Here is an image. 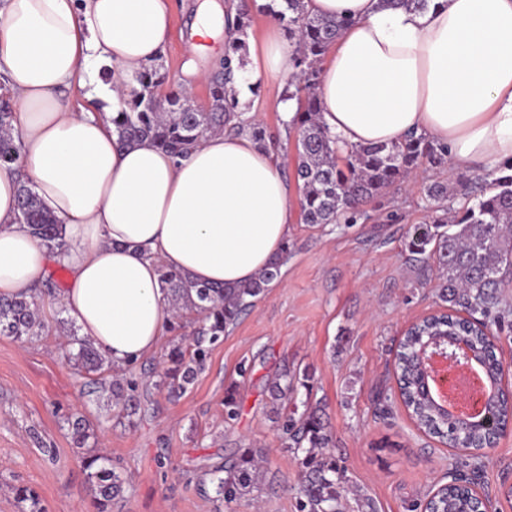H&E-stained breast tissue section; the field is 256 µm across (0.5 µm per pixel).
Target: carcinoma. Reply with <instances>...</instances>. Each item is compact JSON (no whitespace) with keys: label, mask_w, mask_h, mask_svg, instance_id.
<instances>
[{"label":"carcinoma","mask_w":512,"mask_h":512,"mask_svg":"<svg viewBox=\"0 0 512 512\" xmlns=\"http://www.w3.org/2000/svg\"><path fill=\"white\" fill-rule=\"evenodd\" d=\"M261 9L278 23L288 27L296 39L291 53L295 76L283 91V100L297 103L295 115L286 123L297 140L295 179L299 204L305 224H353L360 206L381 196L395 182L405 178L421 162L437 166L448 159V148L424 135L407 134L398 142L341 148L338 139L320 121L318 97L320 63L327 47L336 41L348 24L346 19L312 16L304 0H268ZM251 14H238L237 35L224 42L222 70L215 73L209 88V105L201 109L187 96L162 87L166 74L150 67L135 77L137 88L123 101L121 110L112 117L114 132L123 146H133L145 139L168 153L181 157L207 133L224 130L248 132L255 141L266 145V130L238 119L234 105L228 102L225 85L231 78L232 62L243 66L247 29ZM15 112L10 100L0 98V164L22 167L21 143L12 134ZM473 204L448 213V186L428 188L435 216L426 224H415L406 238V248L415 261L435 265L441 301L447 311L434 314L415 325L400 341L395 354L400 396L418 425L449 448H467L488 437L501 435L512 420V401L503 393L490 403L484 425L471 428L469 436L459 433L454 421L442 414L421 388V369L417 357L419 344L427 339L456 338L467 342L481 359L489 377L502 382L504 365L496 355L494 330L501 329L512 310L502 306L499 288L512 276V162L492 171V180L477 185L462 184ZM18 206L19 221L50 251L60 256L68 248L64 225L47 211L32 185L21 182ZM291 253L285 244L269 265L252 281L234 287L195 284L181 273L160 269V287L167 291L175 310L169 325L173 339L166 354L163 379L157 386H169L181 393L192 385L202 370L211 347L223 342L224 335L280 276L281 266ZM196 315L192 344H183V311ZM480 314V325L472 320ZM48 325L34 297L0 299V335L17 340L39 336ZM76 350L68 352L67 362L80 374H97L106 363L95 344L86 338L74 339ZM299 377L286 373L269 388L273 407L283 411L281 429L285 447L303 453L300 459L301 480L298 487V512H345L347 477L330 452L331 426L320 405L307 401L292 403ZM115 406L121 408L119 423L135 426L130 407L139 384L135 380L99 382ZM73 438L83 448L97 512L123 491V479L101 462L89 440L95 438L91 425L78 416L72 421ZM259 454L243 448L231 462H221L207 471L216 498L227 504L251 494L260 485ZM472 478L455 477L426 508L436 512H466L472 502L466 484ZM15 496L28 504L27 512H43L36 492L27 486L15 488Z\"/></svg>","instance_id":"1"}]
</instances>
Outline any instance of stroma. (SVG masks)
I'll return each instance as SVG.
<instances>
[{
    "instance_id": "stroma-1",
    "label": "stroma",
    "mask_w": 512,
    "mask_h": 512,
    "mask_svg": "<svg viewBox=\"0 0 512 512\" xmlns=\"http://www.w3.org/2000/svg\"><path fill=\"white\" fill-rule=\"evenodd\" d=\"M194 14L175 7L173 33L158 62L168 76L186 60L184 37ZM283 86L270 78L251 91L253 123L280 136L286 177L294 175V141L285 139ZM477 169L450 160L421 164L365 206L354 224L295 221L292 252L255 307L226 333L205 369L177 399L155 383L166 347L130 374L145 408L137 425H117L107 396L85 386L65 353L69 332L18 340L0 335V512H21L14 489L36 491L45 512H97L68 420L84 416L97 448L124 480L107 512H296L299 462L284 441L267 391L283 371L309 375L298 400L325 406L336 462L350 485L373 498L378 512H421L430 487L449 474L479 473L495 512H512V426L495 448L468 452L426 435L402 404L393 359L408 325L439 309L435 270L413 266L407 231L428 223L427 188L447 185L454 208L466 205L461 178ZM236 390L235 419L224 395ZM241 448L263 458L259 492L227 504L201 477Z\"/></svg>"
}]
</instances>
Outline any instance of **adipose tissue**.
Masks as SVG:
<instances>
[{
	"instance_id": "adipose-tissue-1",
	"label": "adipose tissue",
	"mask_w": 512,
	"mask_h": 512,
	"mask_svg": "<svg viewBox=\"0 0 512 512\" xmlns=\"http://www.w3.org/2000/svg\"><path fill=\"white\" fill-rule=\"evenodd\" d=\"M348 26L320 65L321 122L341 144L423 133L474 168L512 160V0H304ZM218 0H201L178 79L208 81L222 54ZM169 0H0V95L17 109L22 168L0 167V297L32 294L52 264L70 274L58 301L113 371L155 351L173 315L158 271L199 283L251 281L288 239L292 190L282 160L249 133L204 135L184 158L151 141L121 146L112 118L168 44ZM293 40L279 24L248 48L228 84L243 116L249 83L289 80ZM205 55L209 68L194 58ZM33 184L70 246L53 256L18 220Z\"/></svg>"
}]
</instances>
